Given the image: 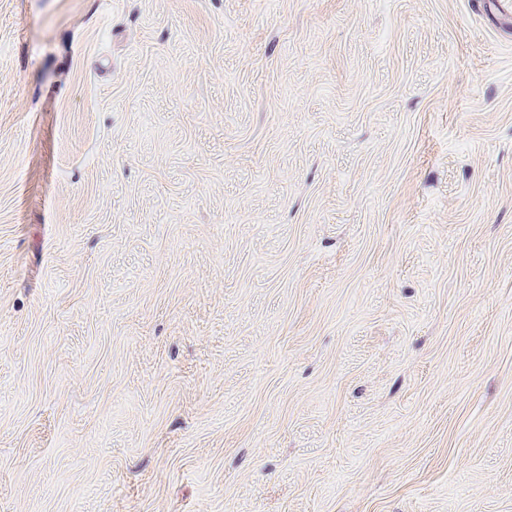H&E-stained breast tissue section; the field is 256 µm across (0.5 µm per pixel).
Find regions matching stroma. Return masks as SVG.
I'll return each instance as SVG.
<instances>
[{
	"instance_id": "35a3bbf8",
	"label": "stroma",
	"mask_w": 512,
	"mask_h": 512,
	"mask_svg": "<svg viewBox=\"0 0 512 512\" xmlns=\"http://www.w3.org/2000/svg\"><path fill=\"white\" fill-rule=\"evenodd\" d=\"M0 512H512V16L0 0Z\"/></svg>"
}]
</instances>
